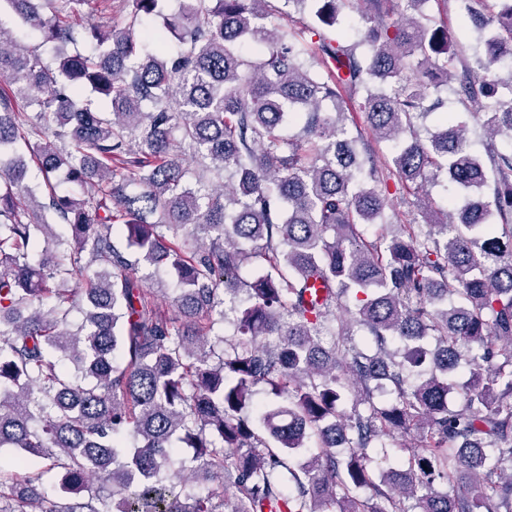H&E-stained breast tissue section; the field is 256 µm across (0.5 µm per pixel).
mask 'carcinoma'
Returning a JSON list of instances; mask_svg holds the SVG:
<instances>
[{
  "mask_svg": "<svg viewBox=\"0 0 512 512\" xmlns=\"http://www.w3.org/2000/svg\"><path fill=\"white\" fill-rule=\"evenodd\" d=\"M125 2L105 30L88 18L112 0H0L53 53L0 24V512H512V80L486 78L512 0H458L470 61L434 14L387 22L393 0H359L350 45L348 0H283L301 27L267 0H181L141 32L162 0ZM86 88L111 110L76 107ZM442 175L443 208L378 189ZM397 434L413 445L375 471Z\"/></svg>",
  "mask_w": 512,
  "mask_h": 512,
  "instance_id": "carcinoma-1",
  "label": "carcinoma"
}]
</instances>
